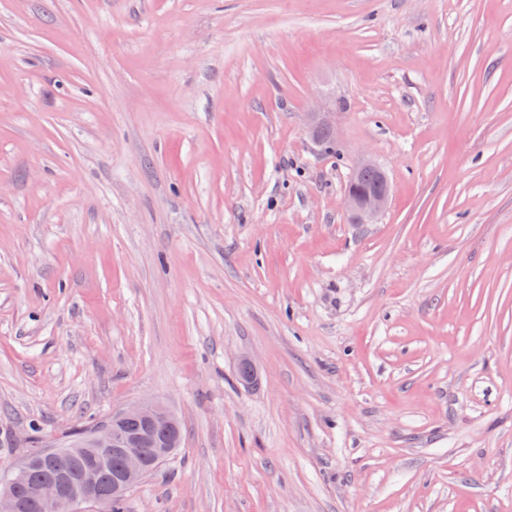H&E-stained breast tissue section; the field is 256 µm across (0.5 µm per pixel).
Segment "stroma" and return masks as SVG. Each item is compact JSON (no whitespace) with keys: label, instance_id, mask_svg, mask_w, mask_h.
<instances>
[{"label":"stroma","instance_id":"35a3bbf8","mask_svg":"<svg viewBox=\"0 0 512 512\" xmlns=\"http://www.w3.org/2000/svg\"><path fill=\"white\" fill-rule=\"evenodd\" d=\"M144 399L125 512H512V0H0V478ZM359 170H370L377 174V185L371 189L357 186L354 176ZM390 197V185L384 169L372 159L360 161L344 191L345 209L350 212L352 223L373 224L385 210Z\"/></svg>","mask_w":512,"mask_h":512}]
</instances>
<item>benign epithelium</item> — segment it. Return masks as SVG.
Segmentation results:
<instances>
[{
	"instance_id": "1",
	"label": "benign epithelium",
	"mask_w": 512,
	"mask_h": 512,
	"mask_svg": "<svg viewBox=\"0 0 512 512\" xmlns=\"http://www.w3.org/2000/svg\"><path fill=\"white\" fill-rule=\"evenodd\" d=\"M311 132L318 138L322 128L333 129L332 113L312 112ZM356 170H370L377 174V185L371 189L357 186L350 179L344 191L345 209L350 212L352 223L372 224L385 210L390 197V185L384 169L372 159L360 161ZM143 419L160 426L165 434L164 448L155 460L164 458L168 448L177 438L175 423L170 415L152 402H139L112 412V421L103 422L88 434L86 468L81 484L83 496L99 506V512H109V501L98 492V480L110 453L117 452L122 460L121 478L114 483L113 492L120 495L139 484L148 474L150 466L145 461L138 445L126 439L119 429L122 420ZM30 490L47 512H65L74 500L72 491L63 484L49 479L32 481ZM24 499L18 493L16 481L0 489V512H22Z\"/></svg>"
}]
</instances>
